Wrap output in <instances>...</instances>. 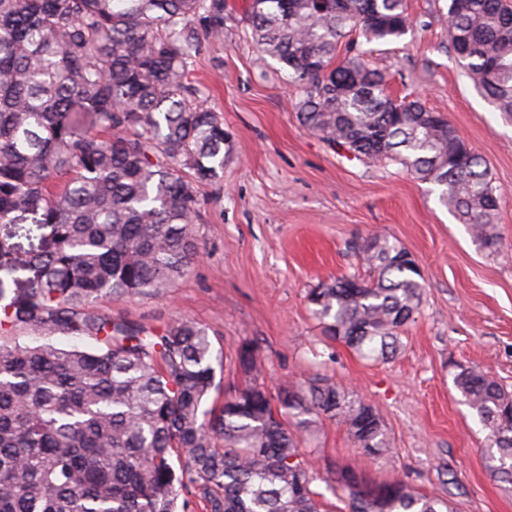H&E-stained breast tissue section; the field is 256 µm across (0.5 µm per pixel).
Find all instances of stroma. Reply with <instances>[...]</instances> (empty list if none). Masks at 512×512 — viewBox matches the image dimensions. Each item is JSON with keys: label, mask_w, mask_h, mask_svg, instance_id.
I'll return each mask as SVG.
<instances>
[{"label": "stroma", "mask_w": 512, "mask_h": 512, "mask_svg": "<svg viewBox=\"0 0 512 512\" xmlns=\"http://www.w3.org/2000/svg\"><path fill=\"white\" fill-rule=\"evenodd\" d=\"M251 0H226L223 41L203 42L189 79L215 108L233 151L219 184L198 188L199 255L167 294L100 302L102 312L152 328L180 319L206 327L223 364V389L244 385L243 342L264 359L262 381L324 375L378 413L392 450L359 457L345 427L321 420L301 436L319 468L361 467L448 499L455 512H512V485L484 467L486 432L452 384L476 366L512 390V118L475 90L448 43V0H407L413 28L377 44L373 67L394 97L413 93L444 114L489 170L499 198L500 253L483 250L432 184L400 164L359 160L297 119L300 91L248 35ZM382 232L416 259L420 314L386 361L326 339L309 292L344 274L368 276L360 247Z\"/></svg>", "instance_id": "35a3bbf8"}]
</instances>
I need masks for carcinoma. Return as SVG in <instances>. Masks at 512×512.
Returning <instances> with one entry per match:
<instances>
[{
  "instance_id": "obj_1",
  "label": "carcinoma",
  "mask_w": 512,
  "mask_h": 512,
  "mask_svg": "<svg viewBox=\"0 0 512 512\" xmlns=\"http://www.w3.org/2000/svg\"><path fill=\"white\" fill-rule=\"evenodd\" d=\"M224 11L225 0H0V224L40 231L25 253L0 236V512H186L192 498L208 512H326L319 480L336 483L348 512H455L403 479L352 466L320 476L297 434L323 417L361 456L391 451L378 414L333 380L272 392L245 342L248 381L216 406L222 353L204 327L148 328L97 307L165 294L198 256L195 186L223 179L233 144L188 74L203 42L224 39ZM247 25L301 89L308 130L438 186L473 240L499 250L480 158L420 99L392 98L366 60L362 43L411 30L405 0H252ZM352 32L364 42L333 64ZM448 41L479 94L512 117V0H448ZM361 253L370 278L343 275L308 302L328 339L387 360L424 278L384 235ZM6 278L23 284L10 297ZM453 384L488 430L487 470L512 483V391L474 366Z\"/></svg>"
}]
</instances>
